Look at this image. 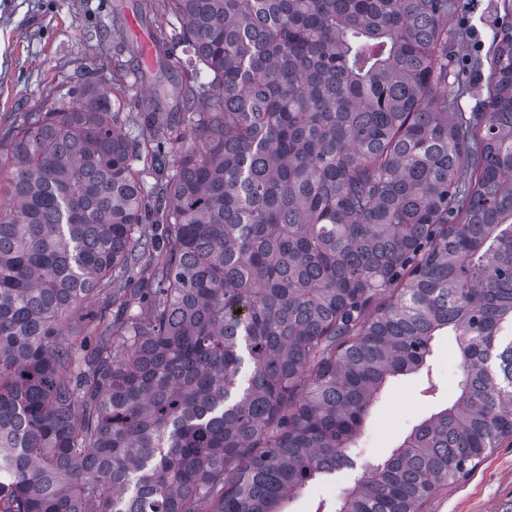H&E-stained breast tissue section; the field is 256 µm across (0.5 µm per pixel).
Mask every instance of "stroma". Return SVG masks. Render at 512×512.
I'll return each instance as SVG.
<instances>
[{"label": "stroma", "mask_w": 512, "mask_h": 512, "mask_svg": "<svg viewBox=\"0 0 512 512\" xmlns=\"http://www.w3.org/2000/svg\"><path fill=\"white\" fill-rule=\"evenodd\" d=\"M457 33L448 53L466 75L448 96L457 111L476 112L485 97L493 35L504 12L499 0H455ZM141 0H0V138L30 114L58 103H75L73 88L93 79L112 86L115 60L126 63L122 81L128 91L121 100L129 138L145 137L139 116L181 109L180 68L185 57L172 49L165 65L156 58L129 56L126 45L135 37L131 22L150 38L171 31L176 18L169 13L142 14ZM108 301L98 294L63 328L65 341L91 353L104 341L103 327L87 319L88 312ZM429 372L392 379L384 395L369 410L357 448L358 463L388 455L431 413L448 405L459 378L453 337H442L429 360ZM355 471L345 470L310 484L293 504V512H315L319 501L336 500L350 486ZM422 512H512V438L504 439L467 478L439 489Z\"/></svg>", "instance_id": "1"}]
</instances>
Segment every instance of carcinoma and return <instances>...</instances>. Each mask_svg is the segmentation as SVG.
Wrapping results in <instances>:
<instances>
[{
    "label": "carcinoma",
    "mask_w": 512,
    "mask_h": 512,
    "mask_svg": "<svg viewBox=\"0 0 512 512\" xmlns=\"http://www.w3.org/2000/svg\"><path fill=\"white\" fill-rule=\"evenodd\" d=\"M141 8L194 60L173 173L146 188L95 83L0 143V512H286L447 334L452 401L331 507L421 512L512 437V22L466 114L455 0ZM103 290L81 357L61 324ZM161 247L162 244L154 249L150 257L144 258L135 267L129 288H141V286L150 281L156 264L162 258Z\"/></svg>",
    "instance_id": "cac0c4a2"
}]
</instances>
